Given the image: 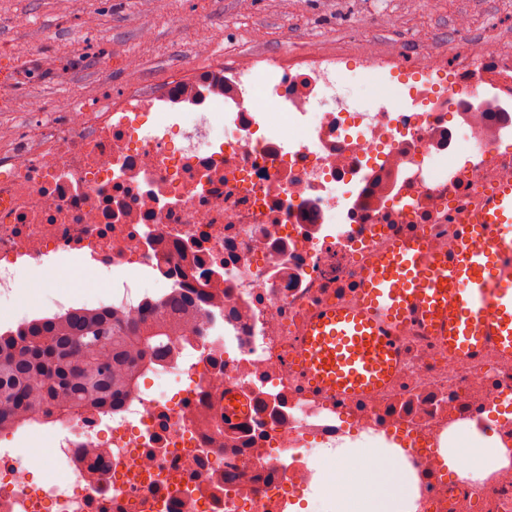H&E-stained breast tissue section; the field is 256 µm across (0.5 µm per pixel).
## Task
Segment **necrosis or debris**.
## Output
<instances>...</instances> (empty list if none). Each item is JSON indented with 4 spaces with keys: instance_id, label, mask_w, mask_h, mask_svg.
Returning <instances> with one entry per match:
<instances>
[{
    "instance_id": "obj_1",
    "label": "necrosis or debris",
    "mask_w": 512,
    "mask_h": 512,
    "mask_svg": "<svg viewBox=\"0 0 512 512\" xmlns=\"http://www.w3.org/2000/svg\"><path fill=\"white\" fill-rule=\"evenodd\" d=\"M464 54L411 82L370 61L399 92L365 110L337 90L342 61L311 56L200 68L116 110L37 113L47 142L0 159L10 325L83 308L136 318L177 288L192 307L117 407L0 430V512H291L312 486L344 493L319 465L341 445L416 475L414 512H512V359H459L410 328L389 386L328 397L291 364L317 309L359 303L376 253L403 238L454 250L485 192L512 183V59ZM66 260L111 273V290L36 301L22 288L21 271ZM231 394L244 412H227ZM462 429L500 463L478 473L459 456L446 471L440 451ZM44 438L69 482L26 479L23 451Z\"/></svg>"
}]
</instances>
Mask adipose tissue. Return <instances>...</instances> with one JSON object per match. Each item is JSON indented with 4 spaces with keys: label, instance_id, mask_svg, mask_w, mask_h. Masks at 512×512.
Listing matches in <instances>:
<instances>
[{
    "label": "adipose tissue",
    "instance_id": "ef3b65f1",
    "mask_svg": "<svg viewBox=\"0 0 512 512\" xmlns=\"http://www.w3.org/2000/svg\"><path fill=\"white\" fill-rule=\"evenodd\" d=\"M371 454L368 448L328 450L322 464L335 469L336 479L345 484L346 491L333 497L314 489L308 512H413L414 481L405 473L394 468L375 471L365 466L349 472L342 467L347 456L365 458Z\"/></svg>",
    "mask_w": 512,
    "mask_h": 512
}]
</instances>
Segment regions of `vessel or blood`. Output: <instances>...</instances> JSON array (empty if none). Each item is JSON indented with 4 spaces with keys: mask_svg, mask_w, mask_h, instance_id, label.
<instances>
[{
    "mask_svg": "<svg viewBox=\"0 0 512 512\" xmlns=\"http://www.w3.org/2000/svg\"><path fill=\"white\" fill-rule=\"evenodd\" d=\"M458 237L457 251L434 255L395 242L365 271L359 308L336 302L315 312L295 358L312 388L331 396L386 386L408 322L457 355L493 345L512 358V184L488 191Z\"/></svg>",
    "mask_w": 512,
    "mask_h": 512,
    "instance_id": "b4317fda",
    "label": "vessel or blood"
}]
</instances>
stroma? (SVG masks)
Instances as JSON below:
<instances>
[{
  "instance_id": "1",
  "label": "stroma",
  "mask_w": 512,
  "mask_h": 512,
  "mask_svg": "<svg viewBox=\"0 0 512 512\" xmlns=\"http://www.w3.org/2000/svg\"><path fill=\"white\" fill-rule=\"evenodd\" d=\"M512 56V0H0V153L34 113L98 111L153 92L197 68L281 65L318 53L346 59L357 106L388 88L357 75L366 53L398 55L417 77L434 57L455 64L464 44ZM31 295L85 285L107 291L111 276L67 263L24 275Z\"/></svg>"
}]
</instances>
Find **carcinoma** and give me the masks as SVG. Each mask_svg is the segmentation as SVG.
I'll return each instance as SVG.
<instances>
[{
    "label": "carcinoma",
    "instance_id": "cac0c4a2",
    "mask_svg": "<svg viewBox=\"0 0 512 512\" xmlns=\"http://www.w3.org/2000/svg\"><path fill=\"white\" fill-rule=\"evenodd\" d=\"M179 334L176 319L153 312L128 321L88 309L0 333V424L39 415L65 420L120 403ZM78 341L86 360L72 354Z\"/></svg>",
    "mask_w": 512,
    "mask_h": 512
}]
</instances>
